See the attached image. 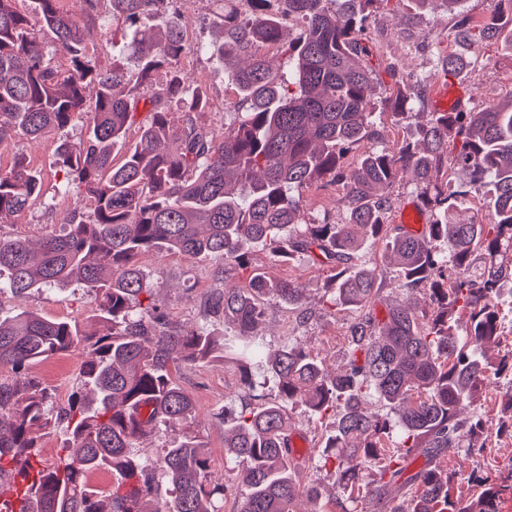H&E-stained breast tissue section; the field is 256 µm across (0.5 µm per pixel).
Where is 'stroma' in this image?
<instances>
[{
  "label": "stroma",
  "instance_id": "1",
  "mask_svg": "<svg viewBox=\"0 0 512 512\" xmlns=\"http://www.w3.org/2000/svg\"><path fill=\"white\" fill-rule=\"evenodd\" d=\"M173 8L182 22L195 21L200 27L197 41L203 45V52L185 54L180 65L202 75L210 101L203 119L218 130L232 128L241 112L239 94L228 78L218 52L219 17L223 8L219 0H175ZM370 12L366 44L386 62L394 64L397 74L395 78L386 79L384 86L374 93L377 102L374 119L380 138L374 144L362 143V150L373 147L392 149L402 142L416 140L419 113L433 111L435 89L447 79L441 60L448 54L464 53L470 60L466 73L457 78L466 90L458 105L459 111L477 112L512 97V52L498 42L478 46L458 34L459 20L464 16L481 21L494 15L502 24L512 23V0H462L452 10L441 0H431L425 8L419 7L414 0H375ZM98 13L108 33L103 36L99 31H92L86 36V45L96 64L106 68L128 41L130 31L123 20L113 17L107 0H99ZM414 81L421 87V99L413 106L414 116L393 114L387 104L388 98L396 91L398 83ZM57 139L53 134L42 138L15 136L9 147L0 151V165L10 166L16 156H23L32 167L41 171L46 185H53L56 181L53 160ZM303 199L305 220H313L326 212L332 221L344 222L347 202L340 184L326 179L314 183L304 189ZM77 204L81 205L85 216H92V201L82 187L74 184L68 197L42 199L22 215L1 219L0 235L22 238L31 245H38L44 235L64 228ZM381 251V245L366 244L357 262L375 269L383 281V304L404 302L406 295L397 286V269L382 259ZM251 255L253 267L261 269L268 277L291 279L302 286L310 315L309 320L302 323L294 310L274 304L267 321L259 327L258 336L272 348L284 342L286 337H298L322 361L329 374L342 371L348 348V328L356 313L347 307L331 306L327 292L331 269L313 265L302 254L287 262L272 261L268 251L258 244L253 246ZM141 263L153 276L155 303L171 311L174 319L184 326L202 323L204 298L222 285L215 275L216 260L163 249L144 256ZM21 309L87 326L96 322L94 305L85 288L76 282L60 290L34 292L23 299L7 291L0 293V313L9 315ZM83 359L82 352L76 351L32 366L33 375L56 389L57 406H65L75 389ZM178 381L198 405L193 429L210 456V481L224 488V512H236L239 466L225 458L224 422L219 414L225 404L239 401L244 395L240 373L232 359L221 357L200 366H182ZM288 415L294 432L305 441L307 452H318L334 431V419L317 418L302 404L289 405ZM442 462L449 473L456 475V489L467 496L473 493L471 474L496 479L504 487L497 504L498 512H512V435L491 434L479 451L469 454L456 450L444 455Z\"/></svg>",
  "mask_w": 512,
  "mask_h": 512
}]
</instances>
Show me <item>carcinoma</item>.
<instances>
[{
  "mask_svg": "<svg viewBox=\"0 0 512 512\" xmlns=\"http://www.w3.org/2000/svg\"><path fill=\"white\" fill-rule=\"evenodd\" d=\"M355 1L375 2L247 0V14L223 10L224 68L246 106L237 126L223 132L202 122L206 94L179 66L188 47L182 23L168 14L173 0H110L112 14L133 27L126 53L139 70L135 104L125 63L101 68L86 52L85 31L99 20L95 0L80 16L58 7L59 0H36L33 16L18 10V0H0V150L17 133L62 134L85 119L87 137L56 149L64 174L57 191L66 194L75 182L95 203L91 219L74 207L68 230L45 236L36 248L0 236V291L21 298L75 281L103 323L102 331L89 333L75 321L29 311L0 315V366L16 375L0 382V482L19 486L27 500L21 512H219L224 490L208 482L209 456L191 432L197 406L175 379L180 366L218 354L235 360L247 387V398L229 409L224 434L226 454L242 464L238 512H296L299 497L319 498L315 485L293 475L300 458L287 407L298 402L316 416L338 413L334 434L307 466L333 469L351 501L359 499L355 491L366 472L378 512H495L500 485L479 475L478 495L464 497L437 459L483 447L493 423L461 410L490 375L512 373L511 362L494 364L488 356L501 336L494 298L500 281L512 277V104L433 112L418 125L422 147L366 151L344 163L353 147L376 137L371 91L382 74L395 76L394 67L367 53L368 15L355 10ZM147 14L161 23L140 25ZM285 16L306 22L288 46L295 67L286 80L262 53L280 42ZM460 24L473 42L499 34L493 19L474 25L466 17ZM46 30L67 55V69L56 64ZM162 67L167 79L156 89L149 76ZM173 109L182 113L176 126L168 120ZM141 110L140 135L118 159L114 149ZM401 168L413 171L434 210L420 235L388 223ZM455 169L471 185L493 186L488 223L451 220L469 194L440 183ZM326 177L342 185L347 217L336 224L325 212L307 224L302 191ZM42 190L41 172L25 159L0 166V218L26 212ZM370 241L397 265L400 288L425 295L423 305L408 301L379 316L382 283L374 270L355 264ZM255 244L281 261L302 253L336 271L333 305L359 312L344 372L328 376L291 336L272 351L255 335L273 300L307 320L297 283L248 271ZM159 248L214 257L223 281L249 272L244 283L226 285L204 303V317L233 323V336L205 325L184 330L145 301L152 284L140 259ZM476 251L489 257L479 282L470 274ZM81 347L91 358L81 364L68 406L58 409L53 390L28 369ZM262 361L277 388L273 397L265 393L267 382L253 378ZM371 393L395 418L363 406ZM58 426L67 444L47 465L40 440ZM163 431L175 436L158 460L138 453L139 440ZM159 467L170 497L147 510ZM99 470L112 475L106 488L91 482Z\"/></svg>",
  "mask_w": 512,
  "mask_h": 512,
  "instance_id": "carcinoma-1",
  "label": "carcinoma"
}]
</instances>
